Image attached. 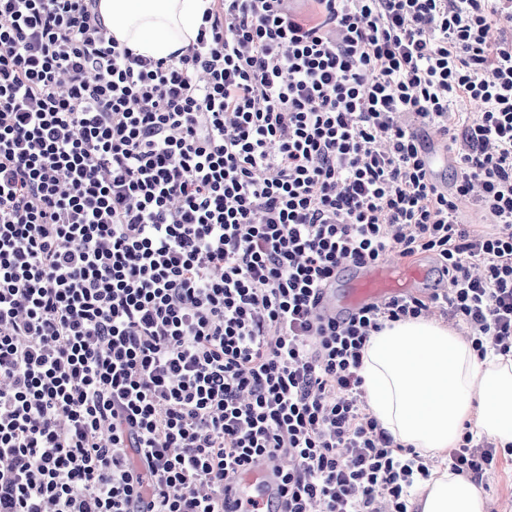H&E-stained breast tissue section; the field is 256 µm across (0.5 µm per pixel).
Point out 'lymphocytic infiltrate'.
Instances as JSON below:
<instances>
[{"mask_svg":"<svg viewBox=\"0 0 512 512\" xmlns=\"http://www.w3.org/2000/svg\"><path fill=\"white\" fill-rule=\"evenodd\" d=\"M312 2L212 0L155 61L98 0H0V512H224L264 456L272 512H409L430 469L364 399L370 337L437 308L512 353V0ZM393 254L445 289L318 318ZM503 453L467 430L448 471ZM424 160L430 174L436 181L441 180L442 176L443 182H448V184L452 182L453 169L451 164H448V151L444 147L434 146L430 151H426ZM445 169L446 171H444Z\"/></svg>","mask_w":512,"mask_h":512,"instance_id":"obj_1","label":"lymphocytic infiltrate"}]
</instances>
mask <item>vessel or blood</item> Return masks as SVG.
I'll return each instance as SVG.
<instances>
[{
	"instance_id": "1",
	"label": "vessel or blood",
	"mask_w": 512,
	"mask_h": 512,
	"mask_svg": "<svg viewBox=\"0 0 512 512\" xmlns=\"http://www.w3.org/2000/svg\"><path fill=\"white\" fill-rule=\"evenodd\" d=\"M421 276L419 266L392 260L357 268L347 280L343 292H336L331 287L324 291L317 314L324 319L343 316L388 292L409 290ZM282 466L281 459L267 457L239 472L235 480L236 502H254L258 512H264L267 503L279 497L278 475Z\"/></svg>"
}]
</instances>
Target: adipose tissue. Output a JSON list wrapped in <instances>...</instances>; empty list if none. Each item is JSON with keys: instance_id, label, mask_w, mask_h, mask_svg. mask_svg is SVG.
Listing matches in <instances>:
<instances>
[{"instance_id": "1", "label": "adipose tissue", "mask_w": 512, "mask_h": 512, "mask_svg": "<svg viewBox=\"0 0 512 512\" xmlns=\"http://www.w3.org/2000/svg\"><path fill=\"white\" fill-rule=\"evenodd\" d=\"M210 0H99L109 33L134 53H186ZM360 374L371 412L394 443L443 457L464 426L512 444V355L478 360L455 329L435 320L400 321L371 336ZM413 512H487L471 480L432 470L412 492Z\"/></svg>"}]
</instances>
